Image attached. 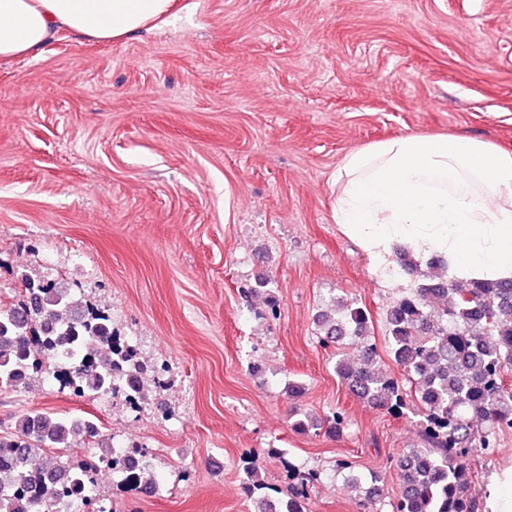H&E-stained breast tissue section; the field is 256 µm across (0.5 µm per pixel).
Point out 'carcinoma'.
Masks as SVG:
<instances>
[{
	"mask_svg": "<svg viewBox=\"0 0 512 512\" xmlns=\"http://www.w3.org/2000/svg\"><path fill=\"white\" fill-rule=\"evenodd\" d=\"M400 270L411 288L385 311L388 354L403 372L409 386L378 367L381 356L371 335L369 310L340 301L331 312L317 316V336L324 345L349 341L351 354L336 359V376L357 397L390 414L407 405L422 417L418 448L386 460L397 472L399 492L387 500L378 479L351 482L363 512H485V499L473 495L482 476L474 457L499 453V437L512 432V280L459 281L446 277L439 258L426 264L404 249L396 253ZM73 293L57 288L32 272L23 279L18 297L0 302V391L14 389L51 374L47 360L68 368L54 376L76 396L99 395L112 388L117 369L129 380V401L150 403L157 394L151 381L139 377L149 372L163 378L172 373L166 360L122 361L112 356L121 349L110 315L88 305L80 307L82 324L67 333L60 328L69 316ZM302 433L335 436L346 427L342 413L321 418L296 412L293 423ZM96 418L52 414L40 410L15 417L0 432V486L30 487L34 465L51 468L67 465L68 474L58 484L63 493L80 497L86 473L96 459L66 462L60 452L84 448L100 437ZM250 494L266 496L270 490L254 466L245 468ZM300 482L285 500L291 512H307V477L288 465ZM57 492L43 498L18 495L9 506L0 501V512H58Z\"/></svg>",
	"mask_w": 512,
	"mask_h": 512,
	"instance_id": "carcinoma-1",
	"label": "carcinoma"
}]
</instances>
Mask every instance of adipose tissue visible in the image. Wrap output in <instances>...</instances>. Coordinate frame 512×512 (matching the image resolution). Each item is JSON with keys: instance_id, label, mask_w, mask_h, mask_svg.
<instances>
[{"instance_id": "ef3b65f1", "label": "adipose tissue", "mask_w": 512, "mask_h": 512, "mask_svg": "<svg viewBox=\"0 0 512 512\" xmlns=\"http://www.w3.org/2000/svg\"><path fill=\"white\" fill-rule=\"evenodd\" d=\"M178 0H0V63L62 30L99 43L175 17ZM336 222L369 255H441L457 280H512V152L477 138L409 134L345 155Z\"/></svg>"}]
</instances>
